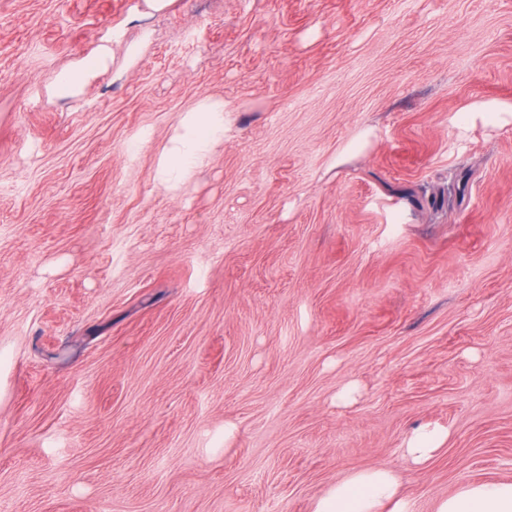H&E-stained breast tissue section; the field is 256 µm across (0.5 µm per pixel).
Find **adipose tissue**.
Wrapping results in <instances>:
<instances>
[{"label": "adipose tissue", "mask_w": 512, "mask_h": 512, "mask_svg": "<svg viewBox=\"0 0 512 512\" xmlns=\"http://www.w3.org/2000/svg\"><path fill=\"white\" fill-rule=\"evenodd\" d=\"M108 65L106 52L81 57L60 71L56 95L72 97ZM224 139V102L205 97L179 121L158 163L161 186L173 190L187 183ZM312 512H411L395 473L384 467L360 470L331 485ZM435 512H512V481L468 483L441 499Z\"/></svg>", "instance_id": "ef3b65f1"}]
</instances>
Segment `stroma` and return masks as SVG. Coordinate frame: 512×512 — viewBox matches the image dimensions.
I'll list each match as a JSON object with an SVG mask.
<instances>
[{
	"label": "stroma",
	"mask_w": 512,
	"mask_h": 512,
	"mask_svg": "<svg viewBox=\"0 0 512 512\" xmlns=\"http://www.w3.org/2000/svg\"><path fill=\"white\" fill-rule=\"evenodd\" d=\"M204 96L224 142L169 193ZM492 99L512 0H0V512H311L373 467L435 512L512 481ZM419 427L445 441L416 466ZM108 65L105 51L81 57L74 65L60 71L53 83V91L63 97L76 96L82 88ZM222 141L224 101L204 97L181 118L159 159L161 186L173 190L187 183ZM467 112H470L472 122L479 119L492 130L512 124V103L497 100L480 101L473 103Z\"/></svg>",
	"instance_id": "1"
}]
</instances>
